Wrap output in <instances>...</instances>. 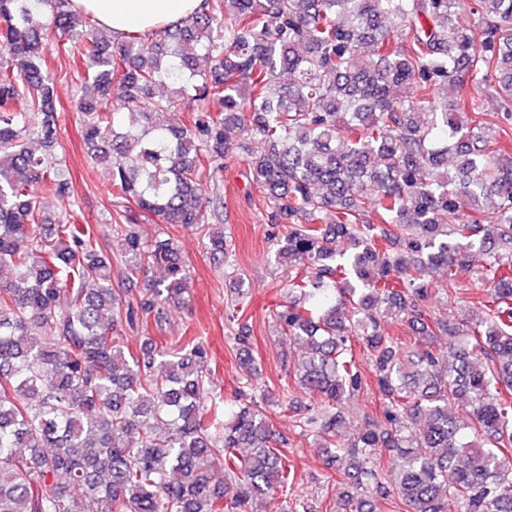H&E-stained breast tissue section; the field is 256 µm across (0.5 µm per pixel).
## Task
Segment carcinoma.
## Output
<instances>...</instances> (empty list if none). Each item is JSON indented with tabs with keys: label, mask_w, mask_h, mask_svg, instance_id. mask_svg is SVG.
Wrapping results in <instances>:
<instances>
[{
	"label": "carcinoma",
	"mask_w": 512,
	"mask_h": 512,
	"mask_svg": "<svg viewBox=\"0 0 512 512\" xmlns=\"http://www.w3.org/2000/svg\"><path fill=\"white\" fill-rule=\"evenodd\" d=\"M63 36L83 63V139L111 170L106 238L38 201L70 197L42 57ZM479 89L500 99V121ZM176 106L190 112L181 125L163 120ZM511 136L512 0H203L178 25L125 36L72 0H0V512H261L293 483L288 440L256 400L203 402L199 337L135 354L121 334L189 293L175 239L145 241L137 217L228 254L211 186L235 150L276 228L288 295L275 326L306 345L292 392L321 407H295L297 427L345 486L334 512H370L386 493L367 467L382 452L406 512H512V158L499 147ZM152 266L162 279L135 297L122 287ZM433 269L444 294L465 276L486 293L459 318L436 313ZM235 341L250 364L246 327ZM369 386L381 417L346 442L343 406Z\"/></svg>",
	"instance_id": "1"
}]
</instances>
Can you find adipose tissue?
Wrapping results in <instances>:
<instances>
[{
	"mask_svg": "<svg viewBox=\"0 0 512 512\" xmlns=\"http://www.w3.org/2000/svg\"><path fill=\"white\" fill-rule=\"evenodd\" d=\"M73 4L113 33L138 34L180 23L199 10L202 0H73Z\"/></svg>",
	"mask_w": 512,
	"mask_h": 512,
	"instance_id": "ef3b65f1",
	"label": "adipose tissue"
}]
</instances>
